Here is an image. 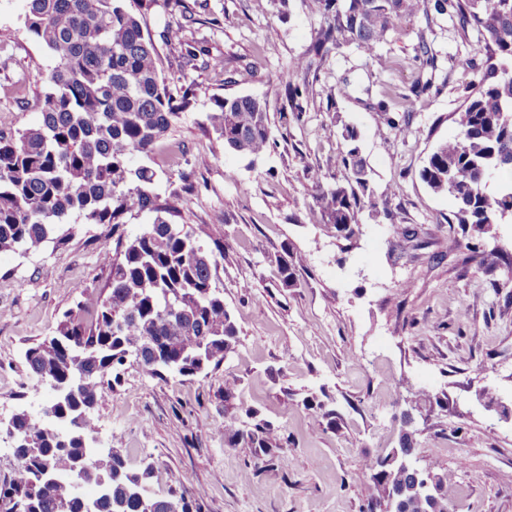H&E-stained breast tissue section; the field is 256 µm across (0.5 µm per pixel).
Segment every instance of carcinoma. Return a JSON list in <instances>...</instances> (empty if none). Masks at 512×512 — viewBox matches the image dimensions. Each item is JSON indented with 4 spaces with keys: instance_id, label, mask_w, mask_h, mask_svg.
I'll use <instances>...</instances> for the list:
<instances>
[{
    "instance_id": "1",
    "label": "carcinoma",
    "mask_w": 512,
    "mask_h": 512,
    "mask_svg": "<svg viewBox=\"0 0 512 512\" xmlns=\"http://www.w3.org/2000/svg\"><path fill=\"white\" fill-rule=\"evenodd\" d=\"M27 31L55 59L39 123L18 136L0 132V251H36L56 226L71 217L83 224H110L113 245L102 259L110 269L105 296L93 309L65 311L52 335L29 347L26 363L38 381H68L69 392L47 401L53 417L37 422L26 413L11 424L17 467L0 485V512H140L132 494L138 472L112 455V485L98 484L101 466L82 440L95 432V409L105 390L120 382L131 349L152 364L159 379L176 372L195 376L216 369L232 351L237 328L216 286L220 238L204 240L174 221L178 211L154 191L157 173L135 164L147 158L196 101L188 86L178 97L158 70V54L140 18L124 0H24ZM324 25L314 55L354 45L371 57L402 21L435 13L476 33L486 69L455 113L458 132L440 142L420 176L436 194L456 205L461 228L512 218V0H310ZM163 38L183 46L191 64L201 53L170 25ZM268 97L213 98L207 115L216 138L254 159L271 146ZM345 149L336 155L333 184L310 174L321 220L351 237L358 214L377 215L386 201L369 186L357 146L358 132L345 127ZM151 216L132 237L119 231L127 217ZM448 249L480 254L478 244L453 237ZM303 258L279 259L281 283L295 286ZM236 415L224 417V432L270 454L282 449L280 429L259 420L246 432L233 430ZM414 477L396 469L368 484L367 512L394 488ZM95 488L93 496L78 492ZM437 499L411 500V512H449L450 497L438 483Z\"/></svg>"
}]
</instances>
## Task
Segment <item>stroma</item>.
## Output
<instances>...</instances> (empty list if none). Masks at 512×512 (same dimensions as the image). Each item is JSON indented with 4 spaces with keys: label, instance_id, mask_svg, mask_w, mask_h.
Returning <instances> with one entry per match:
<instances>
[{
    "label": "stroma",
    "instance_id": "1",
    "mask_svg": "<svg viewBox=\"0 0 512 512\" xmlns=\"http://www.w3.org/2000/svg\"><path fill=\"white\" fill-rule=\"evenodd\" d=\"M23 17L24 0H0L7 135L39 122L54 65ZM144 20L170 89L200 88L148 160L160 175L155 190L176 200L197 233L223 238L216 282L237 339L219 368L194 377L162 381L128 361L96 410L101 454L119 449L132 470L154 462L153 492L167 495L179 477L201 512H360L374 462L409 442L423 464L439 461L456 512H512V420L501 414L512 407V222L473 233L481 253L466 260L448 249L461 234L452 200L420 178L483 73L474 35L448 17L419 14L374 57L334 49L298 73L294 64L322 24L307 0H155ZM174 22L203 51L196 67L184 65L179 44L159 39ZM211 59L222 67H208ZM419 77L430 88L417 96ZM289 81L308 84V101L298 116L285 100L272 102L275 144L265 154L249 160L215 139L206 121L212 97L271 95ZM346 124L358 130L388 208L374 218L360 213L348 240L323 224L307 179L334 175ZM400 224L416 238L397 236ZM56 232L66 243L0 252V428L37 411L26 350L67 309L94 305L109 276L101 252L111 225ZM288 250L305 259L291 288L279 276ZM228 375L237 381L229 398ZM396 380L403 388H393ZM484 391L493 405L481 400ZM307 397L315 406H303ZM242 401L294 437L282 460L230 445L219 425Z\"/></svg>",
    "mask_w": 512,
    "mask_h": 512
}]
</instances>
